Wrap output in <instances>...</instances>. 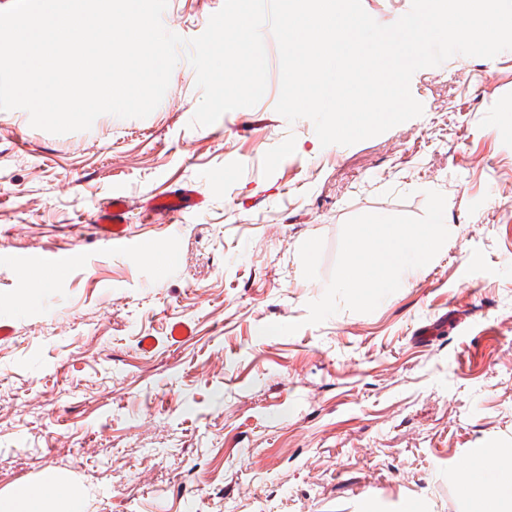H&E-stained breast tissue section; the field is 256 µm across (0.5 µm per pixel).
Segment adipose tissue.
Wrapping results in <instances>:
<instances>
[{"instance_id":"1","label":"adipose tissue","mask_w":512,"mask_h":512,"mask_svg":"<svg viewBox=\"0 0 512 512\" xmlns=\"http://www.w3.org/2000/svg\"><path fill=\"white\" fill-rule=\"evenodd\" d=\"M433 222L420 227L365 224L352 238L344 288L373 297L382 288L396 287L408 270L420 267L439 242L447 216L440 200H432ZM462 497L468 512H512V481L488 483L482 468L470 471ZM0 512H87V501L56 471H46L35 486L0 496Z\"/></svg>"}]
</instances>
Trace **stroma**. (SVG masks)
<instances>
[{"label": "stroma", "instance_id": "obj_1", "mask_svg": "<svg viewBox=\"0 0 512 512\" xmlns=\"http://www.w3.org/2000/svg\"><path fill=\"white\" fill-rule=\"evenodd\" d=\"M223 3L165 13L189 40ZM267 69L209 126L183 59L144 118L55 135L0 111V495L54 470L88 512H467L458 474L512 458V50L417 70L422 115L349 146L281 116L277 51ZM188 186L205 202L177 232L143 223L149 193ZM115 192L111 248L93 218ZM434 198L422 269L340 288L360 225L428 223ZM56 251L68 267L15 307ZM129 209V199L120 192L113 194L112 198L100 206L94 219L99 240L108 245L123 244L128 240Z\"/></svg>", "mask_w": 512, "mask_h": 512}]
</instances>
